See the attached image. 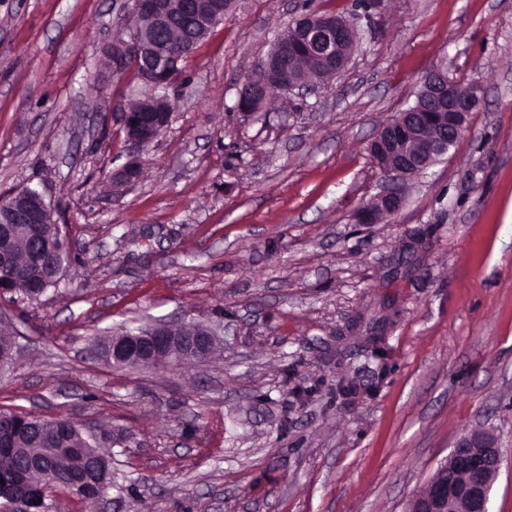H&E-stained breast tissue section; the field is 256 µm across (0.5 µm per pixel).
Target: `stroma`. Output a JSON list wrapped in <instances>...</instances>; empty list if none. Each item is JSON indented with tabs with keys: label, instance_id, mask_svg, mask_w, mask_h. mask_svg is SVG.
I'll list each match as a JSON object with an SVG mask.
<instances>
[{
	"label": "stroma",
	"instance_id": "1",
	"mask_svg": "<svg viewBox=\"0 0 512 512\" xmlns=\"http://www.w3.org/2000/svg\"><path fill=\"white\" fill-rule=\"evenodd\" d=\"M132 0H0V195L38 187L71 259L18 328L0 409L95 435L112 484L95 512H407L462 433L502 456L512 512V0H232L168 91V128L129 152L149 90L109 54ZM359 37L315 91L235 107L299 15ZM439 70L478 82L455 151L395 215L368 146ZM216 331L179 367L113 368L95 340L155 320ZM171 111L167 100L155 95L128 103L120 114V123L132 152L129 160L113 173L116 183H128L140 172L138 152L159 137L169 125Z\"/></svg>",
	"mask_w": 512,
	"mask_h": 512
}]
</instances>
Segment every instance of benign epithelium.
Here are the masks:
<instances>
[{"mask_svg":"<svg viewBox=\"0 0 512 512\" xmlns=\"http://www.w3.org/2000/svg\"><path fill=\"white\" fill-rule=\"evenodd\" d=\"M224 0H134L135 30L127 40L112 46V69L119 73L130 58L147 60L141 81L149 88H170L179 72V61L160 58L153 34L171 30L182 43L197 42L210 31L209 19L224 18ZM357 41V30L335 16L304 14L280 34L273 52L263 63L272 79L269 85L250 76L241 83L236 108L245 116L260 111L266 90L280 93L309 92L313 83L334 77L347 66ZM481 104L480 87L460 85L443 72L431 74L417 96V110L398 112L377 133L370 154L384 173L385 184L371 205L361 208L357 220L372 224L377 214L393 215L404 204L403 183L431 167L455 149L468 128L469 118ZM167 100L153 96L128 103L120 123L132 152L129 160L113 173L117 183H128L140 172L138 152L159 137L169 125ZM50 208L37 187L14 190L0 200V297L24 283L25 265L40 262V225L49 224ZM30 227L26 264L13 260L18 241L16 227ZM216 332L185 324L178 329L158 322L148 328L125 330L89 349L97 359L100 351L112 357L116 367H150L161 361H201L213 352ZM16 449L0 451V498L18 506L17 512H34L30 492L46 491L56 483L88 487L100 501L110 486L100 482L88 486L89 476L99 467L98 456L87 454L76 460L63 448L47 441L30 452L35 467L24 469L14 462ZM501 467L494 437L483 431L458 437L448 456L432 474L426 489L412 500L408 512H491L490 503Z\"/></svg>","mask_w":512,"mask_h":512,"instance_id":"7a95c632","label":"benign epithelium"}]
</instances>
